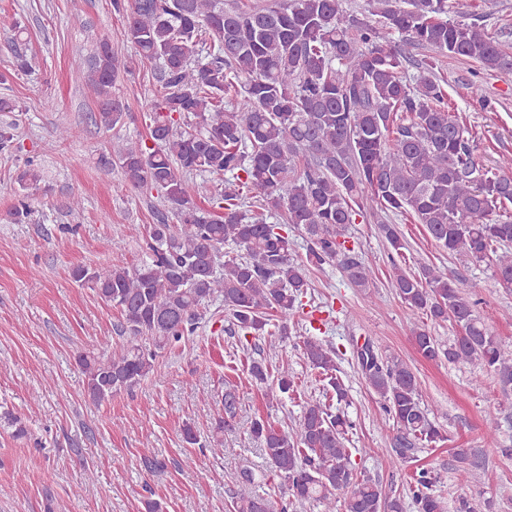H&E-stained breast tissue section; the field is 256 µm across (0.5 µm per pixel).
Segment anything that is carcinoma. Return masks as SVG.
Here are the masks:
<instances>
[{
  "mask_svg": "<svg viewBox=\"0 0 512 512\" xmlns=\"http://www.w3.org/2000/svg\"><path fill=\"white\" fill-rule=\"evenodd\" d=\"M373 25L346 0H113L125 18L127 60L100 42L87 84L98 101L95 122L110 128L124 107L112 92L134 61L156 62L159 92L145 104L150 143L114 151L127 186L164 192L170 211L146 229L139 265L73 270L120 315L126 345L110 353L84 351L77 365L90 398L101 402L155 370L158 353L193 333L201 312L220 301L243 335L265 332L278 314L280 335L299 313L309 288L306 264L338 263L357 288L372 269L339 240L366 214L410 215L450 255L482 260L497 254L499 281L512 282V158L498 171L481 167L468 131L448 106L443 59L473 61L486 71H512V54L484 28L448 18V0H368ZM420 48L416 58L409 49ZM184 129H179V126ZM207 173L218 187L210 209L196 202L191 176ZM42 180L27 162L26 190ZM222 215H215V211ZM176 222H170L169 216ZM280 216L311 240L307 263L293 257V240L271 218ZM378 230L392 251L405 248L396 225ZM392 287L407 308L435 321H452L459 334L447 345L413 327L418 352L430 360L482 365L504 386L512 384V349L505 348L463 295L459 280L424 265L394 268ZM309 365L329 376L337 402L346 389L333 375L335 352L316 338L302 341ZM362 374L396 424L392 447L444 439L420 403V382L399 360L373 348L357 356ZM249 373L271 393L287 394V371L271 377L262 360ZM237 396L224 392V431L237 413ZM351 423L344 412L313 400L303 407L297 433L268 418L252 420L270 477L280 479L285 503L255 494L236 512H288V502L336 506L343 512H404L381 483L358 478L347 448ZM433 471L413 474L416 512H444L431 492Z\"/></svg>",
  "mask_w": 512,
  "mask_h": 512,
  "instance_id": "obj_1",
  "label": "carcinoma"
}]
</instances>
